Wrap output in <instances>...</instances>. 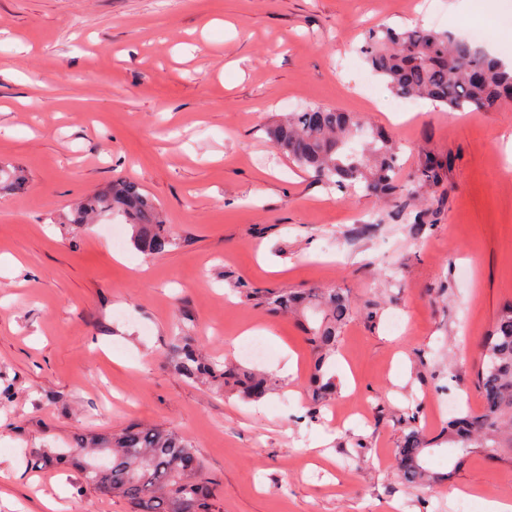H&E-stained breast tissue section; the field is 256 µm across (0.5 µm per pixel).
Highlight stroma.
<instances>
[{
    "mask_svg": "<svg viewBox=\"0 0 512 512\" xmlns=\"http://www.w3.org/2000/svg\"><path fill=\"white\" fill-rule=\"evenodd\" d=\"M501 0H0V512H127L72 463L79 436L160 426L192 443L221 512H482L512 501V467L473 454L447 481L407 487L391 458L411 427L480 411L481 340L512 297V106L396 112L360 48L372 27L463 34L512 66ZM309 106L388 132L404 174L439 184L385 200L316 180L264 126ZM138 183L176 244L150 257L109 213L73 223L112 180ZM431 210L403 224L397 210ZM344 290L335 396L313 405L300 322L246 297ZM249 329L269 355L249 359ZM191 337L207 358L278 375L258 401L178 375ZM298 355L282 374L284 348Z\"/></svg>",
    "mask_w": 512,
    "mask_h": 512,
    "instance_id": "35a3bbf8",
    "label": "stroma"
}]
</instances>
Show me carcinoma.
<instances>
[{
  "label": "carcinoma",
  "instance_id": "obj_1",
  "mask_svg": "<svg viewBox=\"0 0 512 512\" xmlns=\"http://www.w3.org/2000/svg\"><path fill=\"white\" fill-rule=\"evenodd\" d=\"M361 52L398 97L428 99L450 112H497L512 105V67L464 36L421 25L385 27L367 33ZM364 126L365 121L352 113L311 106L287 113L264 132L297 167L339 189L377 197L411 196L423 182H441L445 163L434 155L425 156L408 180H400L399 152L388 133L377 129L372 139L353 145ZM102 211L124 216L135 229L134 245L145 254L162 255L175 244L172 229L134 181H112L105 192L77 208L72 223L83 224ZM243 290L248 297H261L272 313L301 318L315 356L312 399L317 403L325 398L336 383L325 377L323 367L336 354L342 329L352 317L349 299L334 288L265 293L245 285ZM168 358L183 377L202 379L217 390L236 389L247 400H259L273 389L274 381L266 374L206 361L186 336L173 338ZM476 381L481 412L450 420L436 440L412 428L395 450L392 465L409 486L448 479L428 466L434 445L450 448L452 472L477 451L495 463L512 465V300L499 306L482 338ZM77 446L110 451L107 463H77L86 484L103 496L125 501L130 512H218L212 483L192 445L174 432L130 425L109 436H84Z\"/></svg>",
  "mask_w": 512,
  "mask_h": 512
}]
</instances>
